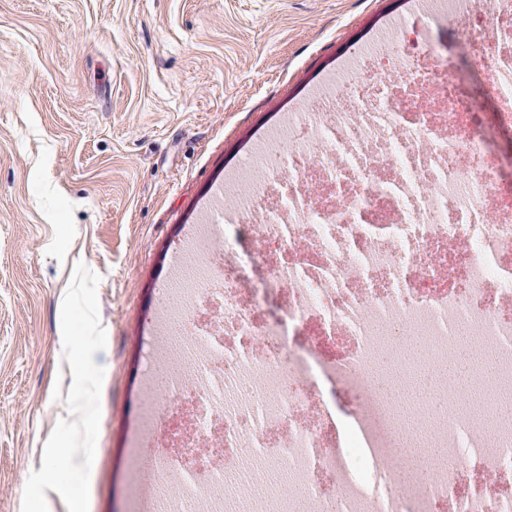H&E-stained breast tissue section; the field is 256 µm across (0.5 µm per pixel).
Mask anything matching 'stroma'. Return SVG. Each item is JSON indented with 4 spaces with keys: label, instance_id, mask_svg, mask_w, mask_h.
Instances as JSON below:
<instances>
[{
    "label": "stroma",
    "instance_id": "1",
    "mask_svg": "<svg viewBox=\"0 0 512 512\" xmlns=\"http://www.w3.org/2000/svg\"><path fill=\"white\" fill-rule=\"evenodd\" d=\"M408 2L0 0V512H69L74 493L82 512H137L133 428L176 244ZM432 37L512 164L467 28ZM49 466L62 491L47 503Z\"/></svg>",
    "mask_w": 512,
    "mask_h": 512
}]
</instances>
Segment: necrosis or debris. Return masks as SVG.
<instances>
[{"instance_id": "4bbe7bcc", "label": "necrosis or debris", "mask_w": 512, "mask_h": 512, "mask_svg": "<svg viewBox=\"0 0 512 512\" xmlns=\"http://www.w3.org/2000/svg\"><path fill=\"white\" fill-rule=\"evenodd\" d=\"M453 2L477 63L492 60L491 79L512 96V0ZM398 39L412 49L400 78L341 69L313 111L293 113L241 165L231 191L255 254L230 235L205 240L186 290L163 291L185 350L150 400L166 445L141 465L177 512H223V496L199 501L187 461L203 456L219 487L242 448L273 440L301 490L270 495L262 512L335 501L340 512H512V489L487 481L512 477V185L448 56L409 32ZM257 263L288 287L273 319L239 291ZM204 313L202 331H182ZM473 336L477 364L457 404L403 418L391 396L407 381L400 366L417 350L439 373ZM329 380L358 401L341 444L312 399ZM402 437L434 449L428 482L399 484Z\"/></svg>"}]
</instances>
